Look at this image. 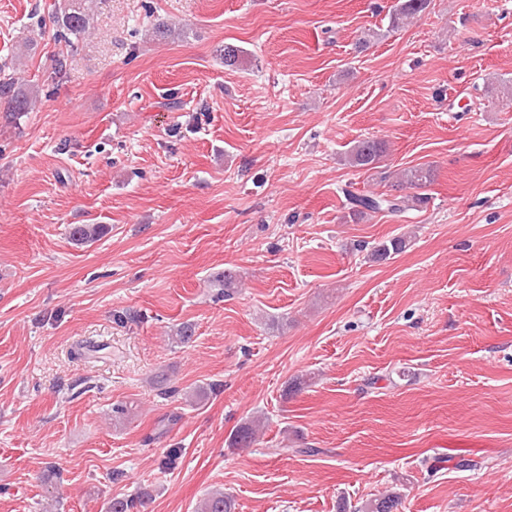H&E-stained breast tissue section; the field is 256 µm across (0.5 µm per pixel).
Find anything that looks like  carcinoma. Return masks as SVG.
Masks as SVG:
<instances>
[{
    "label": "carcinoma",
    "mask_w": 512,
    "mask_h": 512,
    "mask_svg": "<svg viewBox=\"0 0 512 512\" xmlns=\"http://www.w3.org/2000/svg\"><path fill=\"white\" fill-rule=\"evenodd\" d=\"M86 0H66L64 7L54 16L59 37L73 46L83 39L92 29V16L85 8ZM429 5V0H401L398 9L391 16L392 26L397 27L403 21L420 16ZM9 66L0 65V100L4 101L6 110L4 116L14 119L21 113L31 109L36 97L35 86L22 84L6 73ZM385 142L366 138L357 141L347 152L346 162L355 168L371 170L376 168L386 153ZM434 181L433 169L427 167H411L403 170L400 180L393 184L397 189L411 188L417 190L413 195H360L350 190L344 191L348 206V216L357 219L366 212L388 211L392 214L426 204L429 197L423 193ZM104 233L101 224H75L71 227V237L74 241L84 244L97 240ZM409 244L405 235L391 238L378 244L372 257L378 261H386L400 254ZM261 431V420L251 418L243 422L230 439L233 448H248L253 445ZM148 495L113 498L108 505V512H140L146 504ZM399 504L396 493L387 494L381 498L369 501L362 506L361 512H393ZM232 498L221 490H215L206 495L199 505L197 512H232Z\"/></svg>",
    "instance_id": "1"
}]
</instances>
